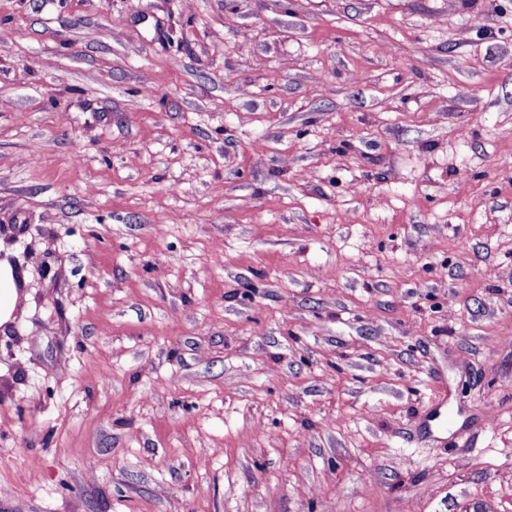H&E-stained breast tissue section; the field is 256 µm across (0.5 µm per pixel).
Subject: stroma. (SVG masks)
Listing matches in <instances>:
<instances>
[{"label":"stroma","mask_w":512,"mask_h":512,"mask_svg":"<svg viewBox=\"0 0 512 512\" xmlns=\"http://www.w3.org/2000/svg\"><path fill=\"white\" fill-rule=\"evenodd\" d=\"M0 259V512H512V0H0ZM20 284L19 271L7 260H0V330L5 331L15 321Z\"/></svg>","instance_id":"1"}]
</instances>
